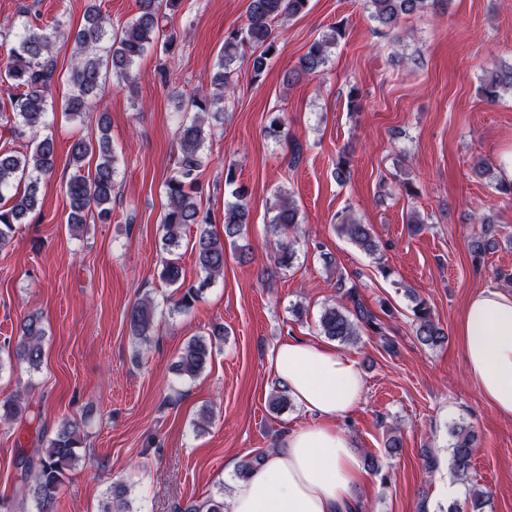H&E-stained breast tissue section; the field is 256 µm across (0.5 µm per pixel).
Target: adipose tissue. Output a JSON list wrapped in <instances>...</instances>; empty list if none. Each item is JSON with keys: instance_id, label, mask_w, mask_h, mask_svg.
Instances as JSON below:
<instances>
[{"instance_id": "obj_1", "label": "adipose tissue", "mask_w": 512, "mask_h": 512, "mask_svg": "<svg viewBox=\"0 0 512 512\" xmlns=\"http://www.w3.org/2000/svg\"><path fill=\"white\" fill-rule=\"evenodd\" d=\"M457 333L470 382L500 417L512 419V292L492 284L476 292ZM267 368L315 422L290 431L248 479L236 481L225 512H360L366 472L335 425L363 400L359 364L330 344L291 339L275 347Z\"/></svg>"}]
</instances>
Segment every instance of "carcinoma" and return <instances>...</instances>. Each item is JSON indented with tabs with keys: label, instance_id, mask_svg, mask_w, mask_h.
Returning <instances> with one entry per match:
<instances>
[{
	"label": "carcinoma",
	"instance_id": "1",
	"mask_svg": "<svg viewBox=\"0 0 512 512\" xmlns=\"http://www.w3.org/2000/svg\"><path fill=\"white\" fill-rule=\"evenodd\" d=\"M162 0H138L137 17L115 35H108V19L101 13L97 0H89L85 11V25L73 36L74 51L71 59L69 82L72 93L63 105V112L76 119L86 112L90 98L97 93L104 78L103 72H112L116 77L134 82L133 65L160 36ZM371 18L377 23L375 33L381 38L397 39L395 32L402 20L412 14L434 9L445 0H368ZM308 6L306 0H249L246 26L230 32L224 39V49L218 58L217 71L212 83L220 89L218 93L196 92L189 97L188 105L195 116L179 126V156L174 174L165 183L167 199L162 218V241L168 252L180 247L182 233L191 224L198 227L191 251L195 263L205 279H214L224 273L226 247L237 251L238 259L248 258L246 247L238 244L249 224L248 187L237 179L236 171L228 168L224 184L231 188L234 201L224 209V237L209 229L208 216L201 213L200 150L207 137L215 134L216 124L223 123L224 100L222 89L230 84L231 66L240 57V50L252 49L250 65L253 79L264 74L268 61L276 51V24L303 13ZM57 31L46 32L38 24L26 25L11 47L5 71L0 81L9 84L10 93L0 100V112L13 115L21 133L37 136L45 125L47 98L55 81L56 64L53 59V40ZM345 36L343 25L331 27L329 36L313 42L299 59L294 73L314 75L321 71L327 60L328 49ZM512 91V66L496 67L483 81L484 96L495 101L502 92ZM268 138L279 140L285 136V121L282 113L273 114L265 127ZM97 157L94 171L88 175L76 174L66 184L69 201L68 224L77 228L93 218L102 224L112 222V192L115 186L117 154L102 127L93 138L80 137L70 147V158L81 169L89 157ZM56 145L45 137L30 145V150H0V246L6 245L15 233V226L26 223L39 203L40 178L54 170ZM274 214L269 222V231L276 237L274 265L283 270L292 266L296 257L290 233L299 224V210L294 201L282 191L276 192ZM339 230L363 251L373 254L379 249L372 229L346 217ZM499 225L488 219L481 224L480 234L473 240L472 249L479 258L496 247ZM162 279L180 290L174 309L180 313L189 311L199 298L200 289L185 285L183 269L179 259L169 258L162 270ZM336 290L345 302L324 308L319 317L321 333L343 344H354L359 340L360 330L370 329L378 336L384 335V327L375 313L359 298L357 288L347 285L345 278L336 281ZM415 336L427 347L443 345L448 336L435 322L432 310L423 300L415 301L413 307ZM130 331L141 342L149 341L155 324V308L145 298L133 305L127 313ZM46 335L41 318L27 314L18 325V341L8 358H16L31 369L43 362V341ZM224 340V325H213L205 335L190 338L180 350L175 371L182 377L194 379L206 368L212 358L216 343ZM25 407L15 397L0 400V421L18 418ZM451 465L458 474L470 466L474 435L470 429L458 425L451 430ZM83 447L81 426L76 420L65 419L47 448H23L16 455V468L21 481L29 486L37 512H55L61 487L68 472L81 459L79 448ZM128 488L115 482L102 512H129ZM180 512H224V496L210 497L201 503L192 502Z\"/></svg>",
	"mask_w": 512,
	"mask_h": 512
}]
</instances>
